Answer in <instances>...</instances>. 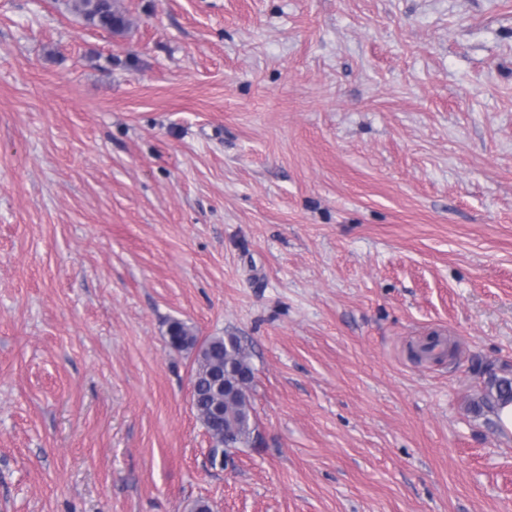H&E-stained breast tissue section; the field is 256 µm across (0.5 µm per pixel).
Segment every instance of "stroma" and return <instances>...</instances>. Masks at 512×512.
I'll return each mask as SVG.
<instances>
[{"label": "stroma", "instance_id": "obj_1", "mask_svg": "<svg viewBox=\"0 0 512 512\" xmlns=\"http://www.w3.org/2000/svg\"><path fill=\"white\" fill-rule=\"evenodd\" d=\"M117 4L0 0V512H512V0ZM71 9L90 24L108 30L120 32L127 24L125 16L114 5V0H67ZM169 336H176L181 346L176 350H195L192 373V408L208 434L218 439L221 428L212 418L214 402L224 399V444L232 448L256 443L249 389L254 378L250 356L237 336H211L199 341L183 322L172 321ZM224 386V390L221 387ZM486 391L482 397V405L494 408L497 405L505 404L497 410L496 420L501 430L505 433H512V377L498 376L490 373L486 381Z\"/></svg>", "mask_w": 512, "mask_h": 512}]
</instances>
